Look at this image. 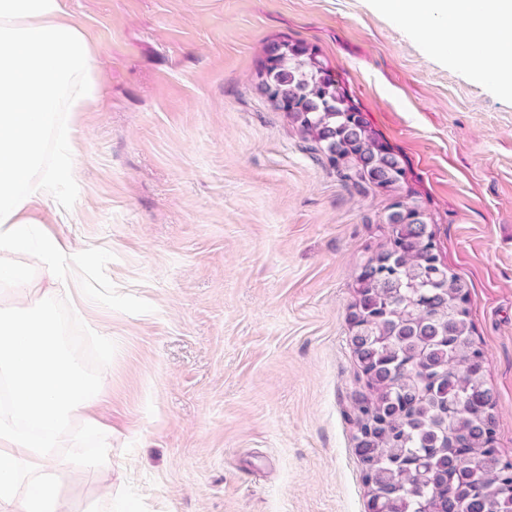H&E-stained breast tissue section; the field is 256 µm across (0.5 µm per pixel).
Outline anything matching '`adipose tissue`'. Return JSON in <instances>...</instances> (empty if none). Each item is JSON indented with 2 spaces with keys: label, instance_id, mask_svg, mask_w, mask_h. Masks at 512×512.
<instances>
[{
  "label": "adipose tissue",
  "instance_id": "ef3b65f1",
  "mask_svg": "<svg viewBox=\"0 0 512 512\" xmlns=\"http://www.w3.org/2000/svg\"><path fill=\"white\" fill-rule=\"evenodd\" d=\"M404 20L437 25L434 48L474 75L512 87V0H383Z\"/></svg>",
  "mask_w": 512,
  "mask_h": 512
}]
</instances>
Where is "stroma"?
<instances>
[{
	"mask_svg": "<svg viewBox=\"0 0 512 512\" xmlns=\"http://www.w3.org/2000/svg\"><path fill=\"white\" fill-rule=\"evenodd\" d=\"M99 100L71 118L79 194L36 226L114 259L131 315L85 300L113 339L96 417L112 489L148 512H367L350 342L360 268L389 192L345 187L255 88L267 44L329 61L403 158L441 262L468 286L512 460V95L433 50L379 0H66Z\"/></svg>",
	"mask_w": 512,
	"mask_h": 512,
	"instance_id": "35a3bbf8",
	"label": "stroma"
}]
</instances>
